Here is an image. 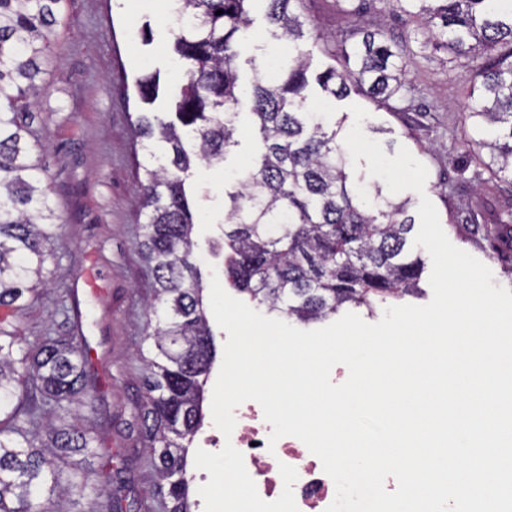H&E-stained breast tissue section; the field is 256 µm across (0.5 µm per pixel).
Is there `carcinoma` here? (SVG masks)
<instances>
[{"label": "carcinoma", "mask_w": 512, "mask_h": 512, "mask_svg": "<svg viewBox=\"0 0 512 512\" xmlns=\"http://www.w3.org/2000/svg\"><path fill=\"white\" fill-rule=\"evenodd\" d=\"M61 0H0V307L25 311L26 294L42 282L46 245L62 218L51 205L35 137L42 75L54 62L50 35ZM256 0H179L180 26L172 50L183 83L168 112H140L135 137L146 141L137 203L146 213L140 247L151 264L139 436L161 483L162 512H192L189 447L203 426L204 386L216 359L215 333L204 286L193 263L194 201L187 181L204 164L221 167L238 145L242 104L235 46L248 36ZM268 37L262 55L288 44L278 75L255 69L249 123L256 148L237 188L224 195L225 278L259 308L300 323L322 321L345 306L372 314L406 295H423L425 262L412 244L409 200L380 183L353 177L340 129L308 108L310 63L299 49L303 0H264ZM416 23L420 49L449 60L484 59L465 90L472 131L460 137L477 176L512 175V5L505 0H396ZM222 14H216V11ZM411 50L382 30L355 28L316 75L334 98L364 95L406 100ZM153 103L159 74L136 80ZM492 254L512 262V203L486 226ZM79 345L50 337L21 346L0 323V512H46L61 492L88 488L87 462L96 453L93 428L72 417V406L95 398Z\"/></svg>", "instance_id": "cac0c4a2"}]
</instances>
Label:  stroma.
I'll use <instances>...</instances> for the list:
<instances>
[{
    "instance_id": "obj_1",
    "label": "stroma",
    "mask_w": 512,
    "mask_h": 512,
    "mask_svg": "<svg viewBox=\"0 0 512 512\" xmlns=\"http://www.w3.org/2000/svg\"><path fill=\"white\" fill-rule=\"evenodd\" d=\"M301 14L306 35L300 48L314 74L334 65L332 52L353 27L383 29L410 45L416 40L415 23L393 0H368L357 15L338 11L336 0H305ZM250 16L253 38L236 47L243 86L250 85L253 68L262 61L258 46L267 35L263 5H256ZM146 25L152 31L147 43L140 35ZM171 40L161 0H61L60 23L51 36L61 63L44 77L43 110L34 127L44 183L63 226L48 246L47 292L32 299L24 314L0 308V323L17 326L23 345L34 348L44 337L70 336L59 311L60 304H67L81 318L85 354L98 356L97 365L89 369L98 395L86 414L99 433L89 480L100 492L77 501L60 499L56 512H110L116 493L126 512H158V479L133 428L144 370L137 350L144 344L145 301L153 292V277L139 249L145 216L135 203L137 144L130 118L148 109L136 91L137 77L159 74L161 106L181 84L182 73L168 51ZM471 67V60L452 61L442 52H415L409 78L416 107L409 111H392L355 94L335 99L316 86L309 102L324 106L329 120L346 131L353 125L351 106L363 107L368 116L362 130L381 143L387 156L404 147L423 163L428 169L424 194L404 193L411 208L428 197L449 240L487 265L494 285L506 287L512 279L479 239L482 225L504 203H512V179L479 185L465 147L451 139L452 132L472 124L464 108ZM254 148L253 137L243 133L223 168L200 166L194 171L199 187L195 261L203 280L224 270L209 243L222 234L224 192L232 188ZM79 276L90 278L94 287L75 300L69 284Z\"/></svg>"
}]
</instances>
